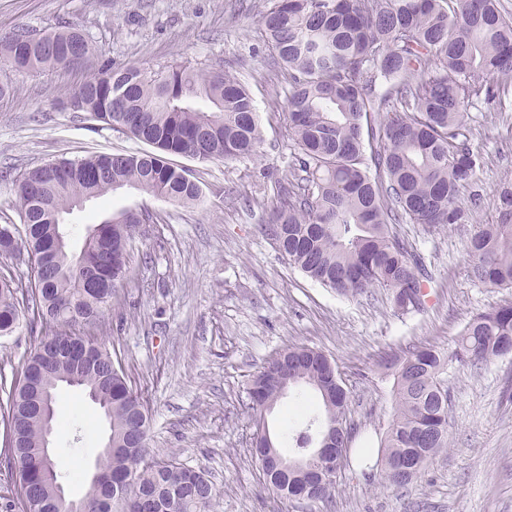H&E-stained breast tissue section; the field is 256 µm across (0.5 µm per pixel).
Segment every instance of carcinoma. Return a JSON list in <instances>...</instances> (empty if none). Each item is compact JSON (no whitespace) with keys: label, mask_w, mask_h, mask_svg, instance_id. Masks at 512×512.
<instances>
[{"label":"carcinoma","mask_w":512,"mask_h":512,"mask_svg":"<svg viewBox=\"0 0 512 512\" xmlns=\"http://www.w3.org/2000/svg\"><path fill=\"white\" fill-rule=\"evenodd\" d=\"M262 36L277 63L291 72L288 132L298 171L281 184L270 208L268 233L306 277L345 297L372 288L392 293L407 312L424 304L427 276L420 254L393 231L410 222L438 229L467 224L481 204L471 186L480 155L470 139L468 108L489 101L497 78L512 74V17L500 0H270ZM94 51L82 30L62 25L35 44L0 37V62L18 70L64 68L69 54ZM438 68H432V65ZM200 98L208 103L194 106ZM73 112L154 148L139 154H92L34 168L15 181L20 224L13 250L33 256L38 271L21 286L0 281V336L14 331L22 309L62 330L40 339L11 382L0 408L7 465H24L17 489L20 512H64L55 501L61 472L38 448L57 422L40 412L43 393L68 381L95 391L110 424L112 455L100 460L102 482L92 498L105 512H208L215 490L205 474L174 458L146 460L148 409L119 378L105 344L83 332L98 320L114 288L130 282L126 241L145 214L121 209L89 227L79 254L58 242L59 220L80 201L130 187L172 202L196 203L199 183L170 162L184 156L208 162L255 154L261 142L255 100L222 70L174 65L147 71L129 65L90 73L68 92ZM497 223L470 239L472 277L512 288V182L499 190ZM512 349V305L474 316L460 336L456 357L482 366ZM381 365L393 376V414L380 438L376 465L396 487L410 479L394 473L398 455L432 460L448 447V357L434 348L390 353ZM313 388L321 413L288 434L291 448L270 433L251 447L277 451L284 470L268 484L288 499V459L309 437L329 433L348 445L347 391L336 362L320 350L294 347L270 359L251 379L247 409L258 415L288 391ZM335 480L311 484L303 498L324 499Z\"/></svg>","instance_id":"1"}]
</instances>
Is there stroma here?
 I'll return each mask as SVG.
<instances>
[{"label": "stroma", "instance_id": "35a3bbf8", "mask_svg": "<svg viewBox=\"0 0 512 512\" xmlns=\"http://www.w3.org/2000/svg\"><path fill=\"white\" fill-rule=\"evenodd\" d=\"M269 0H0V33L40 32L74 24L95 51L85 67L38 74L0 64V225L19 221L14 184L23 173L60 159L95 153H136L144 143L65 107L68 90L87 72L173 64L229 71L255 99L262 142L255 156L198 162L177 156L203 194L177 204L135 189L87 200L65 215L63 231L80 251L90 224L131 208L148 221L127 250L132 286L116 288L92 335L121 360L128 384L150 414L149 458L173 457L203 471L216 489L210 512H512V355L482 368L457 359V339L475 315L512 304V288L471 276L467 242L479 225L495 223L498 189L512 181V79L499 104L470 108L471 140L482 156L474 190L481 204L469 223L429 230L396 225L432 273L420 309L399 311L391 292L374 288L345 298L289 264L267 231L271 200L288 175L294 150L288 134L290 82L261 33ZM26 312L0 336V378L9 380L45 325ZM305 346L338 366L353 428L347 461L330 496L289 500L272 490L251 451L253 419L246 407L254 374L272 356ZM434 347L448 354L449 447L404 487L366 475L392 414L393 379L378 367L384 353ZM316 407L313 391L287 394L266 414L279 443L306 422L300 405ZM65 416L51 436L52 456L71 493L108 437L99 407L62 388Z\"/></svg>", "mask_w": 512, "mask_h": 512}]
</instances>
